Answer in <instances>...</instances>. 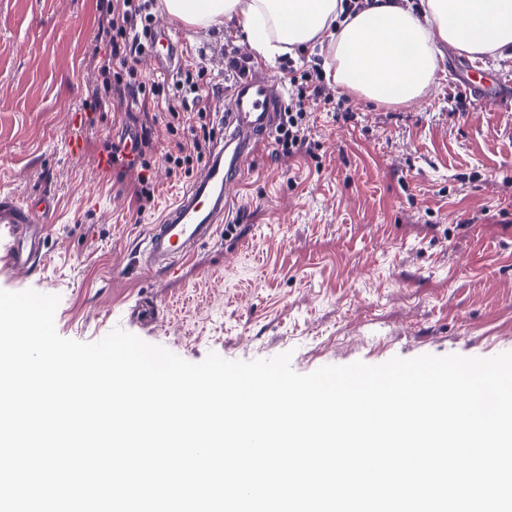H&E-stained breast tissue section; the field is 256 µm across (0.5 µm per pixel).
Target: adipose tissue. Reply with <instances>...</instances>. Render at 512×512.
I'll return each mask as SVG.
<instances>
[{"mask_svg": "<svg viewBox=\"0 0 512 512\" xmlns=\"http://www.w3.org/2000/svg\"><path fill=\"white\" fill-rule=\"evenodd\" d=\"M186 24H228L264 60L319 49L338 87L377 104L418 101L443 46L512 59V0H164Z\"/></svg>", "mask_w": 512, "mask_h": 512, "instance_id": "ef3b65f1", "label": "adipose tissue"}]
</instances>
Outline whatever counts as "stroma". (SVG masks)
I'll list each match as a JSON object with an SVG mask.
<instances>
[{"label":"stroma","mask_w":512,"mask_h":512,"mask_svg":"<svg viewBox=\"0 0 512 512\" xmlns=\"http://www.w3.org/2000/svg\"><path fill=\"white\" fill-rule=\"evenodd\" d=\"M97 2L0 0V193L56 204L42 265L21 274L0 262V289L59 296L61 337L95 342L118 327L191 363L288 352L307 374L512 351V61L484 57L472 72L469 57L449 53L438 84L408 105L369 104L324 79L341 111L309 105L310 153L288 159L260 143L220 235L176 273L146 275L136 257L149 227L193 177L166 159L175 138L156 99L115 95L111 110L97 107ZM172 26L214 90L215 139L234 82L228 57L283 83L323 67L315 51L265 61L230 26ZM467 80L501 105L460 91ZM129 127L150 138L155 206L144 214L136 174L95 169ZM142 301L154 303L153 320L131 317Z\"/></svg>","instance_id":"obj_1"}]
</instances>
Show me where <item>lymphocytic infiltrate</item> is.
<instances>
[{"label": "lymphocytic infiltrate", "instance_id": "1", "mask_svg": "<svg viewBox=\"0 0 512 512\" xmlns=\"http://www.w3.org/2000/svg\"><path fill=\"white\" fill-rule=\"evenodd\" d=\"M145 9V0H109L105 10V49L97 61L98 70L103 86H119L131 99H139L147 93L171 98L172 104L168 106L165 118L169 131L177 138V151L168 155L167 160L174 168L189 171L194 162L202 160L209 150L210 135L198 134L196 126L197 121L206 116L207 99L200 94L195 81L180 75L169 82L157 81L149 86L139 81L133 57L143 50L141 35L150 21ZM312 80V74L306 72L300 82L295 83L288 107L272 136L274 144L284 155L293 156L310 150L308 101H321L327 111L340 108L334 97L311 90ZM149 146V139L143 136L133 146L119 144L109 149L113 162L139 170L141 188L137 193V211L141 214L151 210L155 201L151 164L146 158Z\"/></svg>", "mask_w": 512, "mask_h": 512}]
</instances>
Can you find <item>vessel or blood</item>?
<instances>
[{"instance_id":"vessel-or-blood-1","label":"vessel or blood","mask_w":512,"mask_h":512,"mask_svg":"<svg viewBox=\"0 0 512 512\" xmlns=\"http://www.w3.org/2000/svg\"><path fill=\"white\" fill-rule=\"evenodd\" d=\"M146 51L157 54V68L170 69L179 60L181 43L169 28L159 25L145 37ZM284 97L272 80L249 75L230 88L224 114V136L209 153L190 188L151 225L138 262L148 271L173 272L197 247L221 230L234 200L232 190L245 171L244 162L258 142L274 128ZM0 224L10 236L0 251L11 268L31 269L43 256L46 226L42 214L8 194L0 195Z\"/></svg>"}]
</instances>
